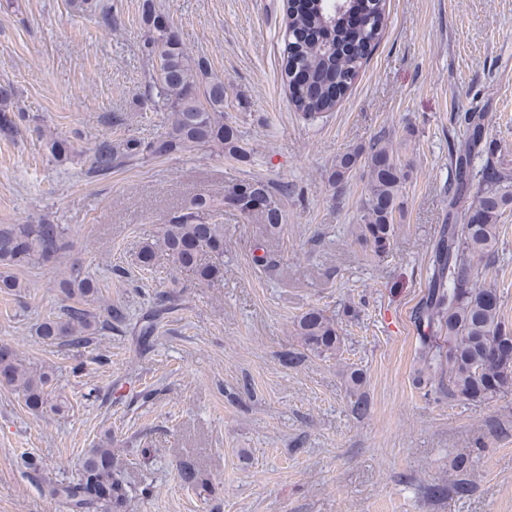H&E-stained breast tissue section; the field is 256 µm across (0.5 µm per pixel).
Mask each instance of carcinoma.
<instances>
[{"label":"carcinoma","instance_id":"cac0c4a2","mask_svg":"<svg viewBox=\"0 0 512 512\" xmlns=\"http://www.w3.org/2000/svg\"><path fill=\"white\" fill-rule=\"evenodd\" d=\"M82 4L100 26L112 28L111 7L100 0H82ZM348 10L358 11L366 24L354 28L339 17L329 37L315 42L307 39L306 31L324 28L329 14L318 12L316 5L304 9L298 0L288 4L283 38L288 90L292 103L306 118H316L336 104L379 40L385 0H350ZM143 21L148 56L163 60L168 71L163 82L153 83L158 101L168 112V129L146 143L135 138L100 141L89 160L88 173L106 174L120 159L161 158L202 149H217L236 160L248 158L251 149L238 130L224 122V78L211 72L205 58L194 57L184 47L172 27L152 10L151 0L143 2ZM16 97L13 84L0 83V132L6 135L15 127L10 105ZM464 123V138L453 148L456 194H467L475 180L479 191L460 223L443 225L435 244L425 301L418 311L430 333L419 337L415 362L418 377L435 381L449 399L485 402L512 390V363L503 361L512 349V330L502 317L497 290L477 284L480 269L490 267L497 252L500 219L512 206V174L503 160L495 158L483 113H466ZM46 147L57 162L71 159V147L64 140L50 138ZM475 156L485 157L477 173L471 169ZM359 165L367 168L368 183L362 199L363 223L356 225L355 237L380 257L389 251L396 234L394 217L407 174L384 135L338 155L329 180L339 187ZM286 194V185L275 187L253 178L234 184L224 193V203L248 217L260 216L265 232L276 235L283 228L281 197ZM218 210L210 198L194 197L169 218L155 241L142 248L140 263L150 265L161 251L174 267L195 270L200 281L219 280L224 268V225L216 220ZM67 237L66 228L46 222L0 228V288L20 287L10 269L35 258L57 257L66 248ZM63 288L70 303L38 326L43 339L55 342L68 337L74 344H87L97 332L112 328V321L124 320L119 308L107 307L102 320L75 300L94 290V280L81 269L72 268V277L63 282ZM296 333L314 353L336 355L341 350L342 336L335 319L319 308L312 307L298 317ZM346 380L347 392L353 397L352 412L362 418L368 413L367 400L360 393L362 370L350 368ZM50 382L47 373L23 366L12 350L0 348V384L20 391L27 406L39 409L48 404ZM53 493L66 501L70 512H121L128 493L114 464L112 441L91 449L79 479L58 485Z\"/></svg>","mask_w":512,"mask_h":512}]
</instances>
